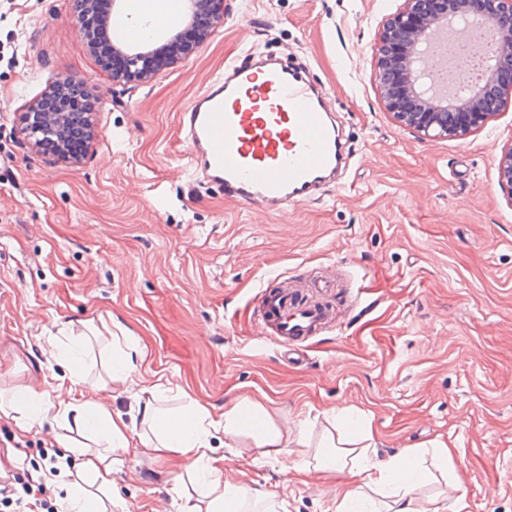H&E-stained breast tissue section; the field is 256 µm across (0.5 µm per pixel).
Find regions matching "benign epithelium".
Instances as JSON below:
<instances>
[{"mask_svg": "<svg viewBox=\"0 0 512 512\" xmlns=\"http://www.w3.org/2000/svg\"><path fill=\"white\" fill-rule=\"evenodd\" d=\"M488 35L493 51L484 81L473 90L428 95L424 80L432 79L426 65L439 55L438 34ZM162 43L124 49L127 68L112 75V82L140 81L152 76L155 54ZM375 60L374 80L385 108L402 126L429 139L463 140L480 130L499 114L512 97V80L502 73L512 71V0H404V8L386 20L371 46ZM20 133L33 145L62 131L68 115L53 118L29 113ZM498 186L512 205V145L497 166Z\"/></svg>", "mask_w": 512, "mask_h": 512, "instance_id": "benign-epithelium-1", "label": "benign epithelium"}]
</instances>
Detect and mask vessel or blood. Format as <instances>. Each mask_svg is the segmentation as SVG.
I'll return each instance as SVG.
<instances>
[{
	"mask_svg": "<svg viewBox=\"0 0 512 512\" xmlns=\"http://www.w3.org/2000/svg\"><path fill=\"white\" fill-rule=\"evenodd\" d=\"M114 47L149 43L150 24L110 13ZM190 167L234 198L275 207L307 200L337 165L340 138L320 91L288 63L246 58L228 67L181 114ZM260 335L292 352L330 321L329 306L266 286L256 296Z\"/></svg>",
	"mask_w": 512,
	"mask_h": 512,
	"instance_id": "b4317fda",
	"label": "vessel or blood"
}]
</instances>
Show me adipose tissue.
<instances>
[{"label":"adipose tissue","instance_id":"1","mask_svg":"<svg viewBox=\"0 0 512 512\" xmlns=\"http://www.w3.org/2000/svg\"><path fill=\"white\" fill-rule=\"evenodd\" d=\"M164 391L159 382L150 387L140 425L133 428L122 415L112 414L94 402L76 405L62 399L52 404L46 402L44 394L25 390L23 402L16 408L15 424L19 430H28L34 422L50 415L62 427L76 426L93 439L89 446L75 444L65 435L58 440L60 447L80 459L81 479L69 484L66 491L69 512H112V467L120 463L124 453L139 445L184 457L188 461L185 473L203 470L207 479L202 490L206 512H237L249 495L259 503L266 500L262 492L251 494L244 487L225 482L224 459L213 453L212 441L218 435L277 453L291 443L299 448L309 445L306 428L289 436L287 426L277 422L260 402L238 401L226 407L218 419L204 406L194 404L185 411L164 414L155 404ZM352 419L345 410L330 417L317 451L305 463L309 469L347 475L334 512H359L374 495L380 499L374 512H424L417 495V471L427 456L438 469L449 473L445 495L453 502V512H466V492L460 477L452 471V450L447 444L435 442L428 447L408 448L384 461L369 456L366 447L358 446L350 437L346 426Z\"/></svg>","mask_w":512,"mask_h":512}]
</instances>
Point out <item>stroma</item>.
Segmentation results:
<instances>
[{
  "instance_id": "obj_1",
  "label": "stroma",
  "mask_w": 512,
  "mask_h": 512,
  "mask_svg": "<svg viewBox=\"0 0 512 512\" xmlns=\"http://www.w3.org/2000/svg\"><path fill=\"white\" fill-rule=\"evenodd\" d=\"M403 0H224V25L151 79L113 83L76 22L75 0H0V392L88 381L85 398L137 415L164 380L165 410L213 417L249 398L320 431L364 412L378 458L432 441L454 448L468 512H512V205L497 164L512 100L463 140L418 137L387 112L371 46ZM299 63L348 139L338 182L266 212L186 166L179 113L245 55ZM59 78L86 81L98 126L80 162L42 153L17 128ZM335 283L334 320L299 359L258 338L267 281ZM136 367L107 381L111 336ZM76 346L57 363L58 344ZM185 391L187 399L177 398ZM53 418L19 433L0 414V451L45 470ZM226 482L288 512H333L342 476L296 455L216 440ZM180 457L133 448L112 469V512H186Z\"/></svg>"
}]
</instances>
